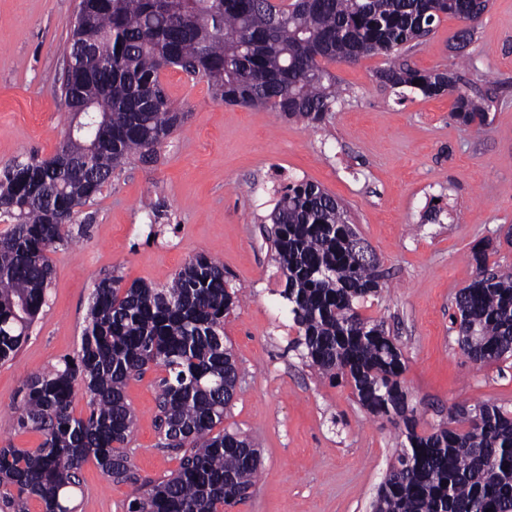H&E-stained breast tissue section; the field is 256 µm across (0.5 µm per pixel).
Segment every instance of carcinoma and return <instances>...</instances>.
<instances>
[{
    "label": "carcinoma",
    "instance_id": "cac0c4a2",
    "mask_svg": "<svg viewBox=\"0 0 512 512\" xmlns=\"http://www.w3.org/2000/svg\"><path fill=\"white\" fill-rule=\"evenodd\" d=\"M487 0H87L68 50L83 115L68 111L72 135L58 152L88 169L52 159L0 172V361L28 340L47 305L54 267L48 252L69 239L76 208L125 162H152L156 147L187 119L164 93L163 68L204 78L226 104L262 107L288 119L322 123L336 102L330 63L389 56L429 35L442 15L485 12ZM121 49H116V46ZM379 77L427 97H454L450 117L478 129L489 104L471 98L459 74L388 67ZM272 249L298 336L294 348L331 382L347 378L359 404L397 417L407 443L379 486L373 512H512V415L495 404L461 406L430 433L418 422L400 377L402 354L383 325L356 308L379 296L382 273L342 202L318 184L287 185L270 215ZM489 245L472 248L475 274L456 294L453 324L461 349L480 363L512 352V272L489 267ZM239 303L224 266L198 254L170 285L120 287L104 276L93 289L81 349L24 382L18 423L43 434L40 447L0 448V504L28 512H74L71 489L92 460L107 477L129 478L124 448L134 413L125 389L155 365L163 437L182 454L179 469L135 491L129 512H220L243 501L260 466L256 441L226 429L224 409L240 373L224 345V317ZM89 414L76 417V385Z\"/></svg>",
    "mask_w": 512,
    "mask_h": 512
}]
</instances>
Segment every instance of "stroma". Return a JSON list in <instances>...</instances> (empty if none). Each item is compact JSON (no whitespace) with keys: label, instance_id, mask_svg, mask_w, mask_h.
I'll list each match as a JSON object with an SVG mask.
<instances>
[{"label":"stroma","instance_id":"1","mask_svg":"<svg viewBox=\"0 0 512 512\" xmlns=\"http://www.w3.org/2000/svg\"><path fill=\"white\" fill-rule=\"evenodd\" d=\"M78 3L0 0V169L51 157L64 137L68 122L52 83L64 75ZM458 28L444 15L422 44L333 64L336 104L313 127L268 109L225 105L206 81L162 71L169 98L188 119L159 147L157 163L134 160L116 171L52 253L48 304L14 358L0 362V448L42 443L39 431L17 422L23 381L78 353L101 276L161 287L204 253L223 264L229 289L241 296L224 320L241 382L223 426L254 438L261 460L250 496L224 512H371L404 427L366 413L348 384L330 385L290 347L297 329L279 296L268 235L282 187L298 181L342 200L385 273L380 296L359 311L399 345L419 431L445 425L461 405L512 411V358L473 362L451 322L455 295L472 277L475 243L491 240L490 263L512 271V0H489L460 51L452 47ZM391 65L461 67L467 93L492 99L486 126L451 119V97L382 84L375 73ZM163 375L153 367L126 387L135 415L126 452L144 485L179 467L159 446ZM81 477L75 512H127L131 485L91 461Z\"/></svg>","mask_w":512,"mask_h":512}]
</instances>
